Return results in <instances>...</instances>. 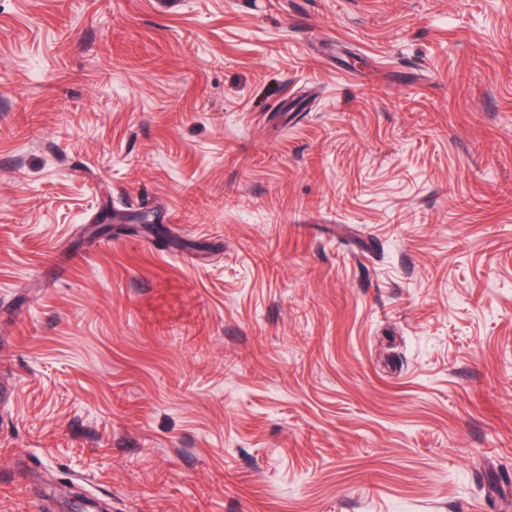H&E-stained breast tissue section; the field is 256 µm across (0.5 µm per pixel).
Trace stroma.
<instances>
[{
    "instance_id": "1",
    "label": "stroma",
    "mask_w": 512,
    "mask_h": 512,
    "mask_svg": "<svg viewBox=\"0 0 512 512\" xmlns=\"http://www.w3.org/2000/svg\"><path fill=\"white\" fill-rule=\"evenodd\" d=\"M494 197L512 0H0V512H512Z\"/></svg>"
}]
</instances>
